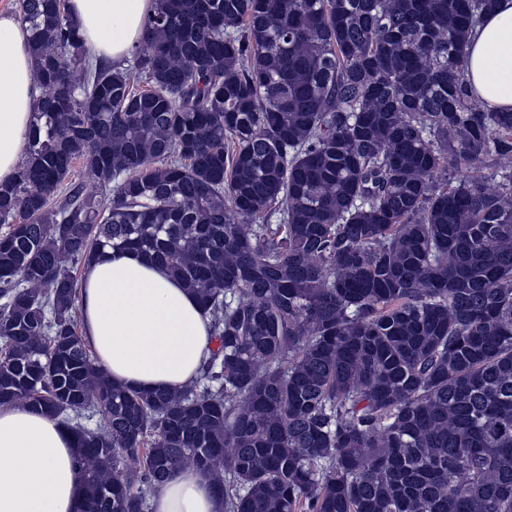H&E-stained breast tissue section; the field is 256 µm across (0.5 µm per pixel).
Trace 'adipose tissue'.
Returning a JSON list of instances; mask_svg holds the SVG:
<instances>
[{
  "mask_svg": "<svg viewBox=\"0 0 512 512\" xmlns=\"http://www.w3.org/2000/svg\"><path fill=\"white\" fill-rule=\"evenodd\" d=\"M154 0H67L87 48L122 63ZM35 62L20 18L0 16V184L16 173L33 120ZM470 94L512 111V0H495L467 45ZM78 306L84 339L113 382L155 392L183 387L209 358L213 339L196 298L165 267L133 251L105 250L85 267ZM72 431L24 404L0 405V512H80L84 495ZM152 512H223L209 476L177 469Z\"/></svg>",
  "mask_w": 512,
  "mask_h": 512,
  "instance_id": "1",
  "label": "adipose tissue"
}]
</instances>
